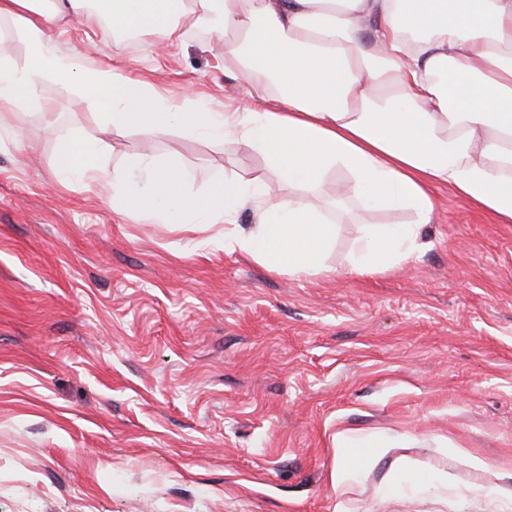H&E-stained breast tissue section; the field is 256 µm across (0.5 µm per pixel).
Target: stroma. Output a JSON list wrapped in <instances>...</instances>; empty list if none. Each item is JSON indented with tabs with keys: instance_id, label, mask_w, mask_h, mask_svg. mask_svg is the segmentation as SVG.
<instances>
[{
	"instance_id": "stroma-1",
	"label": "stroma",
	"mask_w": 512,
	"mask_h": 512,
	"mask_svg": "<svg viewBox=\"0 0 512 512\" xmlns=\"http://www.w3.org/2000/svg\"><path fill=\"white\" fill-rule=\"evenodd\" d=\"M53 39L95 44L172 99L193 86L205 111L250 106L208 24L148 54L66 19ZM43 91L57 113L25 121L54 135L0 139V512H512V223L436 186L412 256L360 276V231L411 216L362 210L340 170L329 274L276 272L217 244L223 226L137 222L54 173L56 137L77 132L132 189L124 160L146 152L176 158L197 195L226 177L287 195L264 153L178 128L116 135L71 89ZM352 433L391 447L344 495L331 472ZM407 464L447 489L390 493Z\"/></svg>"
}]
</instances>
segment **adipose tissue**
<instances>
[{
	"instance_id": "obj_1",
	"label": "adipose tissue",
	"mask_w": 512,
	"mask_h": 512,
	"mask_svg": "<svg viewBox=\"0 0 512 512\" xmlns=\"http://www.w3.org/2000/svg\"><path fill=\"white\" fill-rule=\"evenodd\" d=\"M135 36L143 49L176 48L182 20L218 18L224 69L250 76L246 93L263 101L252 112H204L192 95L172 102L151 83L89 52L55 47L49 27L62 14ZM27 46L23 65L0 56V133L24 138L7 114L54 112L44 95L52 81L103 110L114 133L173 127L264 152L287 180L288 195L271 199L262 183L227 178L202 196L186 188L175 159L130 157L147 191L122 186L108 148L78 133L58 137L60 184L96 185L114 211L196 231L223 225L225 248L291 275L327 273L324 256L336 237L328 175L346 171L366 210L411 211L410 224L367 228L354 271L384 273L408 259L419 225L431 223L430 187L460 197L512 223V0H0V23ZM251 207L253 229L235 214Z\"/></svg>"
}]
</instances>
